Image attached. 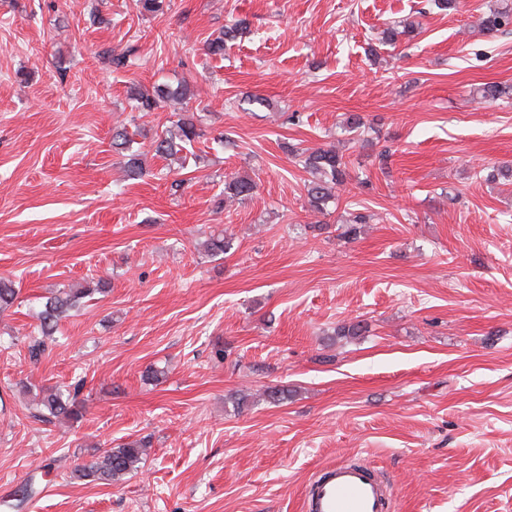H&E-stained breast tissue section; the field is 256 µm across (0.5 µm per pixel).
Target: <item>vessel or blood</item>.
I'll return each mask as SVG.
<instances>
[{"label":"vessel or blood","mask_w":512,"mask_h":512,"mask_svg":"<svg viewBox=\"0 0 512 512\" xmlns=\"http://www.w3.org/2000/svg\"><path fill=\"white\" fill-rule=\"evenodd\" d=\"M304 512H390L391 498L373 467L336 464L307 486Z\"/></svg>","instance_id":"obj_1"}]
</instances>
